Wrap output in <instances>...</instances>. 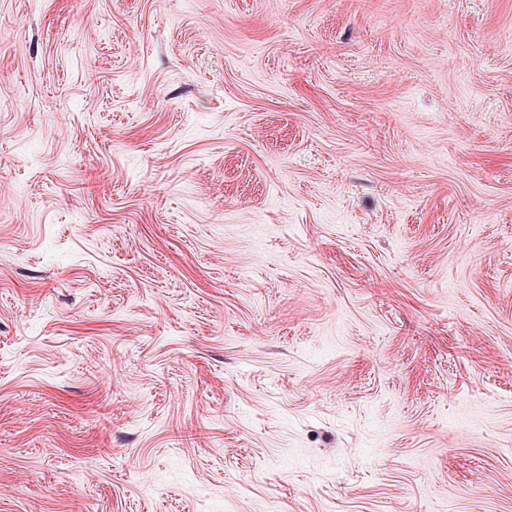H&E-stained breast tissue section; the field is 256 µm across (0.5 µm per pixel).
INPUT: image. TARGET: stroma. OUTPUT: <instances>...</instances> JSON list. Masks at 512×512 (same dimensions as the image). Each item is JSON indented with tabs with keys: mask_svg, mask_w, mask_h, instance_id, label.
<instances>
[{
	"mask_svg": "<svg viewBox=\"0 0 512 512\" xmlns=\"http://www.w3.org/2000/svg\"><path fill=\"white\" fill-rule=\"evenodd\" d=\"M0 512H512V0H0Z\"/></svg>",
	"mask_w": 512,
	"mask_h": 512,
	"instance_id": "stroma-1",
	"label": "stroma"
}]
</instances>
